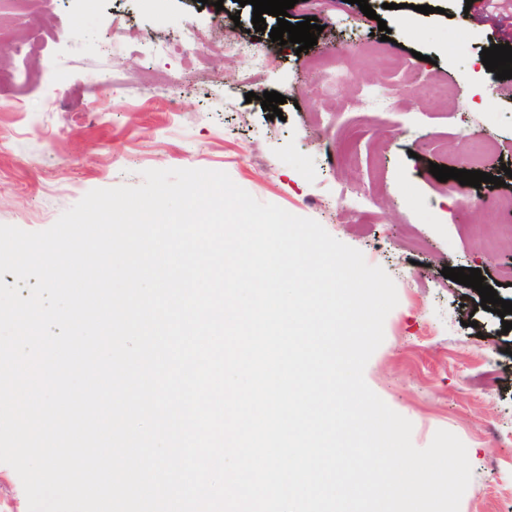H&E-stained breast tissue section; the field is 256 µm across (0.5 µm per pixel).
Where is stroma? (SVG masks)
<instances>
[{
    "label": "stroma",
    "mask_w": 512,
    "mask_h": 512,
    "mask_svg": "<svg viewBox=\"0 0 512 512\" xmlns=\"http://www.w3.org/2000/svg\"><path fill=\"white\" fill-rule=\"evenodd\" d=\"M383 2L368 0L370 19L351 0H298L290 23L323 27L300 52L272 42L274 16L254 31L238 0H0V224L42 231L91 190L171 168L226 172L256 200L319 222L396 284L367 384L412 422L416 447L440 429L465 444L460 512H512V331L442 274L480 269L512 302V212L498 205L512 187L452 186L429 171L498 177L512 163V78L480 56L504 37L481 0ZM235 13L239 43L266 67L225 51ZM190 32L192 69L176 50ZM159 42L167 54L152 52ZM431 84L456 98L420 96ZM267 91L285 96L282 118L268 119Z\"/></svg>",
    "instance_id": "1"
}]
</instances>
